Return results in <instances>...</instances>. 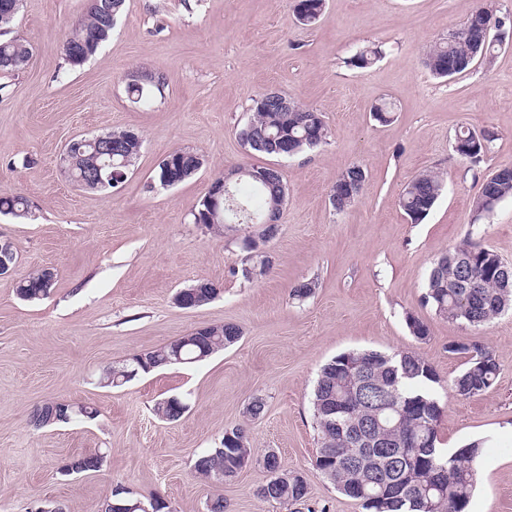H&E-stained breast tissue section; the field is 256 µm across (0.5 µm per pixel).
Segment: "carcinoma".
<instances>
[{
	"mask_svg": "<svg viewBox=\"0 0 512 512\" xmlns=\"http://www.w3.org/2000/svg\"><path fill=\"white\" fill-rule=\"evenodd\" d=\"M304 11L296 13L304 25H314L322 17L325 0H301ZM125 0H95L87 14L67 35L61 44L64 60L72 67L80 66L95 56L112 33L117 18L122 14ZM492 14L476 5L467 19L435 43L425 55V66L436 78L460 75L473 64L488 57L494 43L482 32V25ZM30 48L16 38L0 39V76L7 77L19 71L28 61ZM331 131L322 113L290 100L286 108L253 99L251 114L238 129V137L248 150L255 153L280 156V137L293 140L295 153L312 150L327 143ZM105 136L123 143V150L134 161L140 154L137 139L128 130L110 131ZM493 140L473 151L455 150L457 156L470 164L480 163L491 151ZM166 159L181 172L182 181L191 179L203 166L201 154L190 149H176ZM122 154L110 157L99 144L80 137L72 139L68 149L67 167L71 175L86 180L98 167L118 163ZM244 173L230 185L231 198L224 199L222 219L211 224L209 215L200 203L192 213L193 223L220 229L225 224H260L266 218H277L280 207L286 205L287 192L279 171L270 166L244 165ZM444 181L433 172H424L405 187L399 204L411 221L423 220L442 194ZM494 195L500 200L512 199V180L501 179L481 183L472 202L474 220L487 212L485 198ZM24 217L27 204L24 197L15 194L0 196V213ZM502 263L493 250L475 244H461L443 253L433 261L427 281L426 302L436 314L451 322L479 326L490 322L512 307V272L508 285L500 284L491 267ZM55 286V278H48L39 270L29 273L15 283L17 294L27 300H39ZM241 336L233 323L214 325L210 331L213 342L205 337L182 336L151 351L141 370L170 366L169 355L180 352L186 364L198 362L205 353L215 354L235 344ZM452 353L467 354L466 368L451 381V389L462 398L479 396L486 392L498 375V363L489 349L474 344L450 349ZM377 351L342 353L326 363L319 374L312 397L314 424L319 439V450L313 468L324 479L336 486L343 495L362 503L368 512H467L477 479L476 461L480 443L472 442L452 453L438 447V426L441 410L431 384L438 382L432 366L412 353L385 354L374 364ZM345 358L365 370L369 385L364 387L362 400L356 402L344 426L352 430L369 425V442L358 444L342 437L337 422L329 419L325 407L347 392L345 377L336 370V362ZM394 394L398 403L413 402L417 410L400 418L383 413L373 419V409ZM156 413L168 421L182 417L174 402L156 403ZM63 407L42 404L35 407L31 423L43 428L62 421ZM239 427L229 428L221 447L200 454L194 463L196 474L204 479H216L221 473L232 478L252 459L249 437L237 433ZM103 461L102 452L75 456L63 468L67 474L96 471ZM265 479L257 488V495L268 502L296 504L306 501L308 483L298 472L283 468L275 455L265 453L260 461ZM353 484L363 486V492L352 495Z\"/></svg>",
	"mask_w": 512,
	"mask_h": 512,
	"instance_id": "carcinoma-1",
	"label": "carcinoma"
}]
</instances>
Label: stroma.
<instances>
[{"instance_id":"35a3bbf8","label":"stroma","mask_w":512,"mask_h":512,"mask_svg":"<svg viewBox=\"0 0 512 512\" xmlns=\"http://www.w3.org/2000/svg\"><path fill=\"white\" fill-rule=\"evenodd\" d=\"M87 4L23 0L12 34L31 55L0 90V195L29 204L25 218L0 213V237L16 248L18 275L56 273L50 295L35 302L0 280V512H98L117 486L163 500L166 512H206L217 495L227 512H364L313 469L311 404L321 367L360 350L413 352L433 367L440 447L482 444L468 512H512V312L473 327L440 318L423 299L433 261L460 243L512 265V199L479 220L471 210L482 178L512 164V0H484L506 34L491 62L442 80L429 75L424 55L475 0H326L312 27L297 21L294 0H126L101 51L74 68L59 44ZM366 47L381 48V57L352 66ZM139 73L154 79L143 102L126 91ZM269 89L322 112L328 143L274 160L247 152L237 130L252 98ZM384 101L394 108L387 125L373 117ZM461 129L496 134L477 168L454 152ZM110 130L139 133L141 152L124 183L82 189L61 171L60 154L74 137ZM177 148L205 164L165 189L153 176ZM270 163L287 203L266 245L272 267L248 282L237 270L252 226L218 234L193 224L191 213L224 170ZM354 165L368 173L365 191L335 211L329 191ZM426 171L443 173L446 189L415 223L399 198ZM307 280L313 294L293 298ZM200 282L215 284L218 296L179 307L176 293ZM410 315L427 336L412 334ZM228 322L241 339L202 362L117 387L99 383L107 366ZM476 343L493 351L498 377L482 395L460 398L450 382L467 357L450 348ZM257 396L266 407L252 419L246 408ZM171 397L187 406L176 421L154 412ZM47 401L86 404L98 415L33 428L32 410ZM237 425L254 455L275 449L285 468L307 477L306 502L260 500L256 462L219 482L195 473L197 455L220 447ZM97 450L106 453L99 470L62 473L70 457Z\"/></svg>"}]
</instances>
